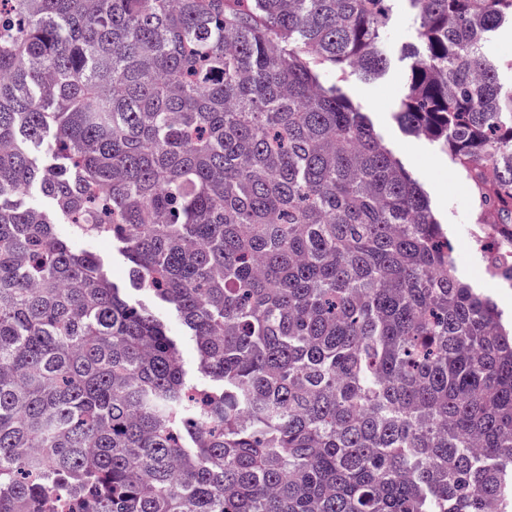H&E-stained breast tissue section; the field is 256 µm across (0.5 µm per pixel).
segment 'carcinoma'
<instances>
[{"label": "carcinoma", "mask_w": 512, "mask_h": 512, "mask_svg": "<svg viewBox=\"0 0 512 512\" xmlns=\"http://www.w3.org/2000/svg\"><path fill=\"white\" fill-rule=\"evenodd\" d=\"M389 0H0V512H512V330L322 66ZM396 120L512 241V0H410ZM55 214L14 197L31 184ZM112 237L199 368L56 224ZM484 53L498 67V78L504 88H512V70L503 64L512 59V19L506 18L491 32L484 43ZM127 301L132 305L146 307L151 310L157 318L168 326L171 333L176 335L175 337L178 339L182 350L184 368L190 380L210 383L209 379L202 376L197 370V347L195 340L192 336H187L181 318L174 309L155 301L144 290L129 289Z\"/></svg>", "instance_id": "1"}]
</instances>
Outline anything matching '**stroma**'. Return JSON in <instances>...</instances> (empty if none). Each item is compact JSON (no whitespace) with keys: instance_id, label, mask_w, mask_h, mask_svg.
<instances>
[{"instance_id":"35a3bbf8","label":"stroma","mask_w":512,"mask_h":512,"mask_svg":"<svg viewBox=\"0 0 512 512\" xmlns=\"http://www.w3.org/2000/svg\"><path fill=\"white\" fill-rule=\"evenodd\" d=\"M390 21L384 30L382 49L389 65L380 79L366 81L358 76H343L324 67L321 81L336 85L361 111L369 116L376 133L405 169L424 188L437 221L448 234L452 256L461 279L489 292L505 314L512 315V285L491 280L485 273V253L480 246L483 233L475 219L471 184L465 172L455 164L438 142L425 136L407 134L395 119V112L406 88L410 50L421 45L419 20L409 0H391ZM484 53L498 67L500 83L512 88V19H505L484 43ZM61 234L71 237L73 245L96 255L112 281L126 288L127 300L148 308L176 335L182 350L184 368L190 380L201 381L197 370V347L187 335L179 314L155 301L143 290L130 288L128 262L113 246L111 238L89 237L75 232L71 225H59Z\"/></svg>"}]
</instances>
